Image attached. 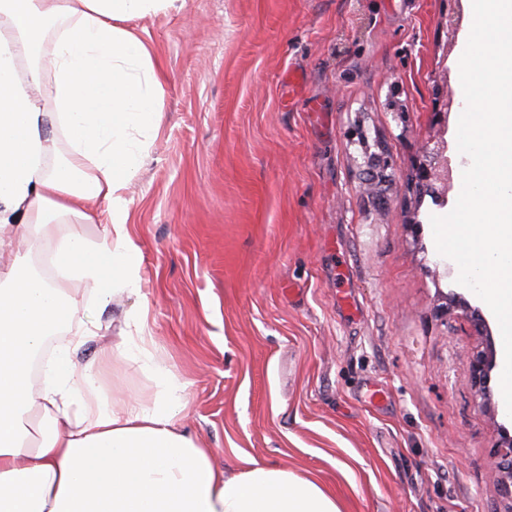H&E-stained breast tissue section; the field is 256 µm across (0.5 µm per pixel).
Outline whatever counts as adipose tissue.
I'll return each instance as SVG.
<instances>
[{"mask_svg":"<svg viewBox=\"0 0 512 512\" xmlns=\"http://www.w3.org/2000/svg\"><path fill=\"white\" fill-rule=\"evenodd\" d=\"M175 0H0V512H341L309 478L254 461L216 469L188 435L185 383L152 367L139 314L115 355L151 371L156 390L113 409L94 363L73 348L101 326L78 318L68 281L94 300L140 289V251L128 230L125 183L142 162L164 93L133 21ZM31 65L19 73L20 58ZM108 222L89 245L64 217ZM49 242L53 277L29 266L8 230ZM73 336L40 379L31 361L46 338Z\"/></svg>","mask_w":512,"mask_h":512,"instance_id":"1","label":"adipose tissue"}]
</instances>
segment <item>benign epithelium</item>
Instances as JSON below:
<instances>
[{"instance_id": "benign-epithelium-1", "label": "benign epithelium", "mask_w": 512, "mask_h": 512, "mask_svg": "<svg viewBox=\"0 0 512 512\" xmlns=\"http://www.w3.org/2000/svg\"><path fill=\"white\" fill-rule=\"evenodd\" d=\"M453 7L447 9L444 17V28L447 40H455L461 14L459 0H451ZM436 93L444 99V103L431 115V125L436 134L426 141L420 152L416 169V187L419 197L429 196L443 206L448 203V194L453 189L455 165L448 152V141L445 132L450 114L453 112V100L448 91V69H443L442 82L436 84ZM494 360L485 352L478 351L470 359L467 372L474 390L486 396L490 393L489 385ZM500 439L496 447L499 458L500 487L503 495L512 500V435L502 425L498 426Z\"/></svg>"}]
</instances>
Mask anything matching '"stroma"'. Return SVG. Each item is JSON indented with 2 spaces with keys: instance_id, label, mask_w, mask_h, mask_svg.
<instances>
[{
  "instance_id": "35a3bbf8",
  "label": "stroma",
  "mask_w": 512,
  "mask_h": 512,
  "mask_svg": "<svg viewBox=\"0 0 512 512\" xmlns=\"http://www.w3.org/2000/svg\"><path fill=\"white\" fill-rule=\"evenodd\" d=\"M444 0H177L136 34L164 68L159 126L124 191L139 294L106 308L69 293L102 337L80 347L113 398L148 374L109 358L147 312L156 365L186 383L188 434L216 467L255 459L317 480L342 512H507L498 487L499 379L471 386L476 350H501L489 307L436 269L413 175L447 63L465 108ZM383 161L364 193L359 130ZM463 296L487 322L478 334ZM382 398L372 403L370 390Z\"/></svg>"
}]
</instances>
